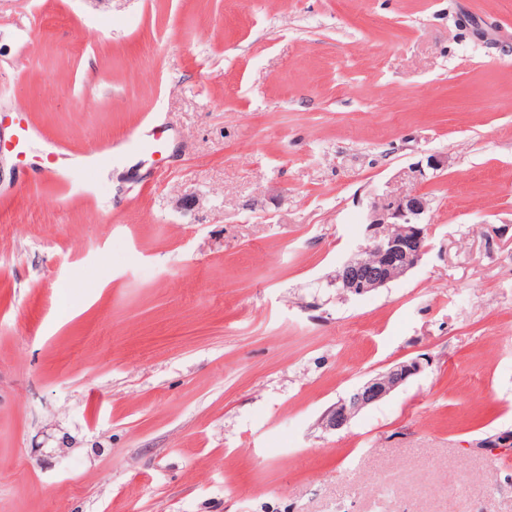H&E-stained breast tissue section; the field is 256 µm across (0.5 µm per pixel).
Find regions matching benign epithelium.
Here are the masks:
<instances>
[{
  "instance_id": "benign-epithelium-1",
  "label": "benign epithelium",
  "mask_w": 512,
  "mask_h": 512,
  "mask_svg": "<svg viewBox=\"0 0 512 512\" xmlns=\"http://www.w3.org/2000/svg\"><path fill=\"white\" fill-rule=\"evenodd\" d=\"M426 210L427 202L418 194L390 196L373 203L366 245L342 263L330 280L337 293L361 296L386 287L417 267L429 250L422 222ZM421 370L420 361L412 359L371 376L323 412L321 427L344 430L360 412L390 396Z\"/></svg>"
}]
</instances>
